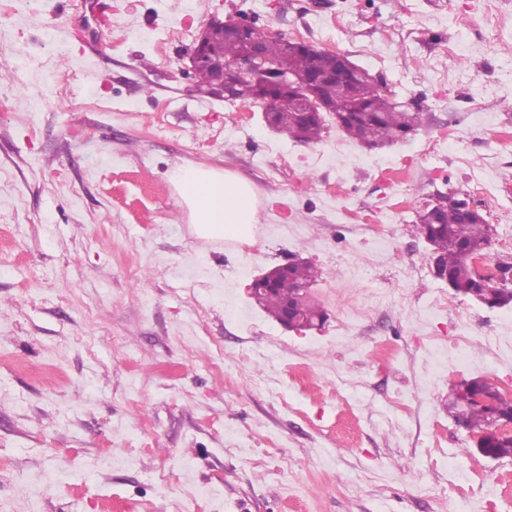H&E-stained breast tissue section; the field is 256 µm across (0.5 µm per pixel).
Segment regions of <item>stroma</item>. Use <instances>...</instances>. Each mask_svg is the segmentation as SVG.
I'll list each match as a JSON object with an SVG mask.
<instances>
[{
	"label": "stroma",
	"instance_id": "1",
	"mask_svg": "<svg viewBox=\"0 0 512 512\" xmlns=\"http://www.w3.org/2000/svg\"><path fill=\"white\" fill-rule=\"evenodd\" d=\"M236 11L420 126L302 143L200 91L185 54ZM183 165L252 184L254 243L192 233ZM439 190L512 254V0H0V512H512V459L448 416L452 383L512 380V306L431 275ZM296 257L317 330L247 292Z\"/></svg>",
	"mask_w": 512,
	"mask_h": 512
}]
</instances>
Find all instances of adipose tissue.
<instances>
[{"mask_svg": "<svg viewBox=\"0 0 512 512\" xmlns=\"http://www.w3.org/2000/svg\"><path fill=\"white\" fill-rule=\"evenodd\" d=\"M172 181L197 236L212 241H251L258 222L256 194L243 177L195 165L177 167Z\"/></svg>", "mask_w": 512, "mask_h": 512, "instance_id": "ef3b65f1", "label": "adipose tissue"}]
</instances>
